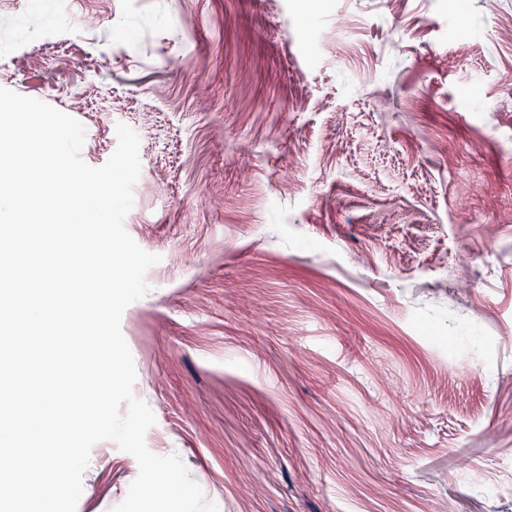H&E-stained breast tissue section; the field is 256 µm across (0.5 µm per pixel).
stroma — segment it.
<instances>
[{"label":"stroma","mask_w":512,"mask_h":512,"mask_svg":"<svg viewBox=\"0 0 512 512\" xmlns=\"http://www.w3.org/2000/svg\"><path fill=\"white\" fill-rule=\"evenodd\" d=\"M0 87L138 134L133 394L218 512H512V0H0Z\"/></svg>","instance_id":"1"}]
</instances>
